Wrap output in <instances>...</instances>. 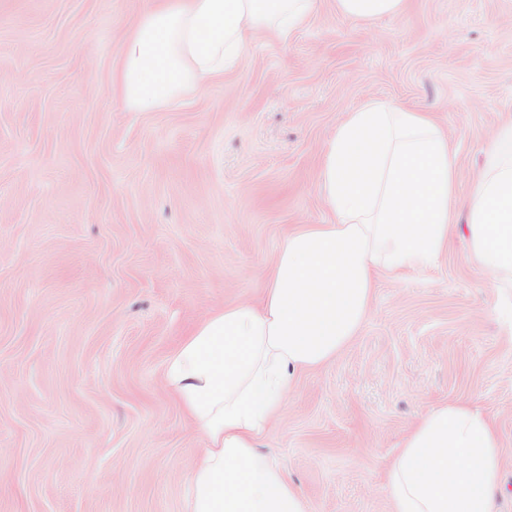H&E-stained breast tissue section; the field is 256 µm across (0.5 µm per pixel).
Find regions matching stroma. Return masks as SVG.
Masks as SVG:
<instances>
[{
  "label": "stroma",
  "instance_id": "1",
  "mask_svg": "<svg viewBox=\"0 0 512 512\" xmlns=\"http://www.w3.org/2000/svg\"><path fill=\"white\" fill-rule=\"evenodd\" d=\"M143 0H0V512H184L203 442L162 364L211 309L258 300L294 224H323L317 163L366 101L437 113L467 195L512 122V0H409L362 22L321 0L177 104L108 88ZM498 422L512 512V284L465 226L434 268L379 277L356 338L299 376L259 450L310 512H389L381 471L419 414Z\"/></svg>",
  "mask_w": 512,
  "mask_h": 512
}]
</instances>
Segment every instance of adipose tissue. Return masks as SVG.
I'll use <instances>...</instances> for the list:
<instances>
[{"label":"adipose tissue","instance_id":"adipose-tissue-1","mask_svg":"<svg viewBox=\"0 0 512 512\" xmlns=\"http://www.w3.org/2000/svg\"><path fill=\"white\" fill-rule=\"evenodd\" d=\"M319 189L331 222L288 232L260 302L213 310L164 360V385L204 440L185 512H308L259 439L297 374L358 335L376 275L433 267L448 249L457 168L431 113L365 102L329 135ZM467 231L478 267L512 280V125L472 180ZM504 455L487 413L463 400L431 408L385 466L391 512H497Z\"/></svg>","mask_w":512,"mask_h":512}]
</instances>
